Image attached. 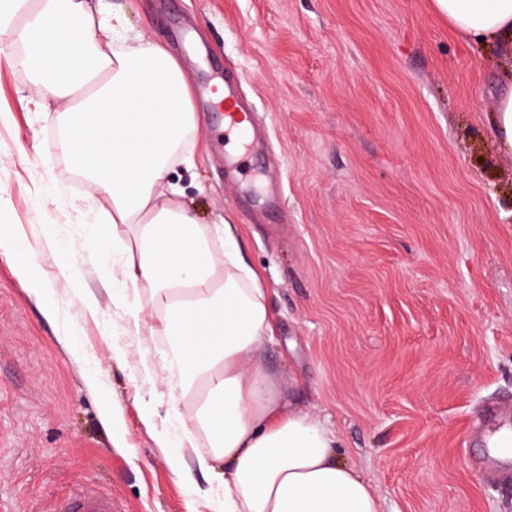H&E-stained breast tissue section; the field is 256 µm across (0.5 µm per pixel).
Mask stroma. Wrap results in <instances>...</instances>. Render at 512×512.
I'll list each match as a JSON object with an SVG mask.
<instances>
[{"mask_svg":"<svg viewBox=\"0 0 512 512\" xmlns=\"http://www.w3.org/2000/svg\"><path fill=\"white\" fill-rule=\"evenodd\" d=\"M101 4L187 77L195 164L171 179L199 223L236 225L276 322L261 362L293 407L335 432L383 512H512L483 441L512 427V153L494 123L512 60L452 32L433 0ZM228 71L263 129L234 183L214 142L223 108L199 97ZM33 93L0 36V224L54 232L78 275L45 258L48 315L0 255V512H50L82 487L123 512H215L197 449L157 441L168 396L143 419L131 375L155 344L120 326L87 186L57 143L63 104L34 110ZM77 284L99 293L98 319Z\"/></svg>","mask_w":512,"mask_h":512,"instance_id":"35a3bbf8","label":"stroma"}]
</instances>
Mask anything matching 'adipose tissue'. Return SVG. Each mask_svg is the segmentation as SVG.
<instances>
[{
	"mask_svg": "<svg viewBox=\"0 0 512 512\" xmlns=\"http://www.w3.org/2000/svg\"><path fill=\"white\" fill-rule=\"evenodd\" d=\"M449 28L512 56V0H434ZM111 25V43L97 31ZM0 34L23 46L34 108L65 102L60 146L86 184L99 253L112 259L126 330L156 337L139 375L167 392L178 446L205 443L200 470L224 491L217 512H382L336 455L319 418L290 410L259 351L274 321L259 273L230 222L199 223L170 182L192 164L196 112L182 68L162 44L90 13L86 0H9ZM54 234L28 240L0 225V251L46 313L54 291L39 258Z\"/></svg>",
	"mask_w": 512,
	"mask_h": 512,
	"instance_id": "1",
	"label": "adipose tissue"
}]
</instances>
